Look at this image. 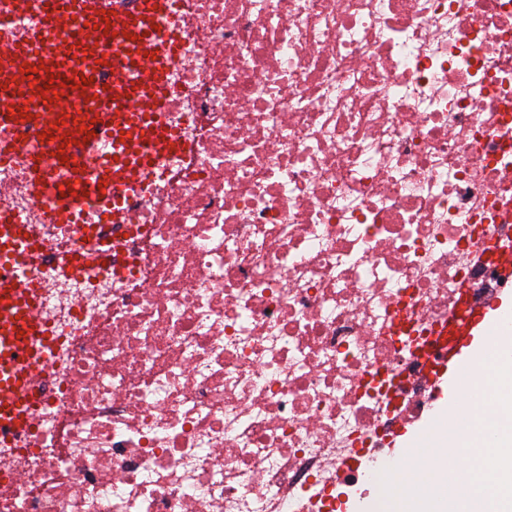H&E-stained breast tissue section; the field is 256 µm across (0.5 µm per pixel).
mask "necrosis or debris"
<instances>
[{
    "label": "necrosis or debris",
    "mask_w": 512,
    "mask_h": 512,
    "mask_svg": "<svg viewBox=\"0 0 512 512\" xmlns=\"http://www.w3.org/2000/svg\"><path fill=\"white\" fill-rule=\"evenodd\" d=\"M167 31L184 151L129 226L48 223L30 161L54 146L5 135L52 347L0 512H336L428 409L462 301L512 287L488 250L512 238V0H187ZM402 471L424 502L472 469L414 448Z\"/></svg>",
    "instance_id": "necrosis-or-debris-1"
}]
</instances>
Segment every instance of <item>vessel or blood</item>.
<instances>
[{"label": "vessel or blood", "instance_id": "vessel-or-blood-1", "mask_svg": "<svg viewBox=\"0 0 512 512\" xmlns=\"http://www.w3.org/2000/svg\"><path fill=\"white\" fill-rule=\"evenodd\" d=\"M185 0H135L132 8L104 17L95 0H41L40 24L30 40L0 48V127H38L56 137L75 139L86 127L83 112L101 104L97 124L113 140L110 155L95 168L77 157L66 164L70 182L55 179L59 159H33L31 191L48 203L54 224L79 223L92 203L109 209L113 223L129 218L126 199L151 161L181 150L175 133L160 120L168 95L166 75L180 46L164 34L169 17ZM24 0H0V25L24 23ZM110 32H103V20ZM113 70L109 89L93 83L97 60ZM36 69L41 83L58 86L59 99L49 103L34 93L21 65ZM89 85H82V78ZM42 259L39 243L17 214L0 212V441L27 428L34 380L40 362L34 352L48 332L35 312L39 291L33 267ZM499 322L489 305H468L460 323L450 324L452 340L434 377L459 374L474 337L496 334ZM467 365V364H466Z\"/></svg>", "mask_w": 512, "mask_h": 512}]
</instances>
